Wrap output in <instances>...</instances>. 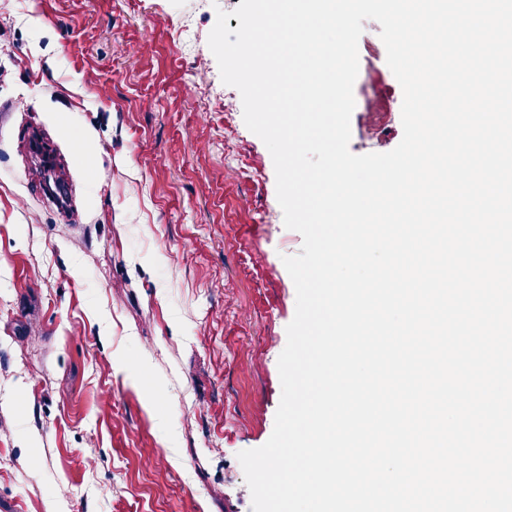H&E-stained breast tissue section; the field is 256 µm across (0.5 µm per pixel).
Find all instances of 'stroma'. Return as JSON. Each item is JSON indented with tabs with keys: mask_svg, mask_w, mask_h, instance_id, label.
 <instances>
[{
	"mask_svg": "<svg viewBox=\"0 0 512 512\" xmlns=\"http://www.w3.org/2000/svg\"><path fill=\"white\" fill-rule=\"evenodd\" d=\"M241 0H0V512H253L296 308Z\"/></svg>",
	"mask_w": 512,
	"mask_h": 512,
	"instance_id": "35a3bbf8",
	"label": "stroma"
}]
</instances>
